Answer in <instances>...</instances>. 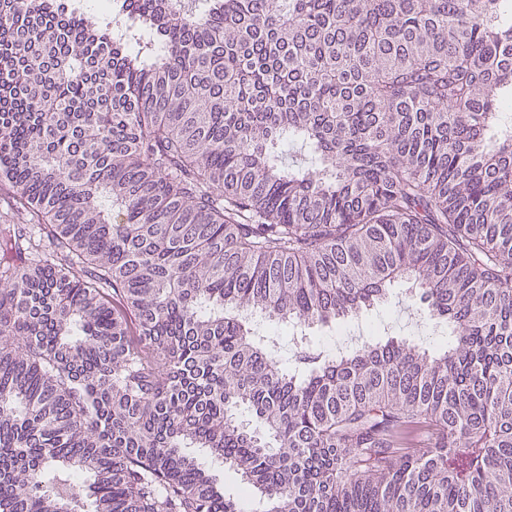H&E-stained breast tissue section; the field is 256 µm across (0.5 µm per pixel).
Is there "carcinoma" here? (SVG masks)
Returning a JSON list of instances; mask_svg holds the SVG:
<instances>
[{"label": "carcinoma", "mask_w": 512, "mask_h": 512, "mask_svg": "<svg viewBox=\"0 0 512 512\" xmlns=\"http://www.w3.org/2000/svg\"><path fill=\"white\" fill-rule=\"evenodd\" d=\"M123 2L0 0V512H512V0ZM424 305L420 301L419 288L413 280L403 279L390 287L389 304L380 305L363 313L358 319L343 323L342 330L335 332L334 327L318 326L308 330L312 349L323 354H333L336 345L343 340L350 329L357 324L367 326L363 341L373 336L412 337L423 347L433 348L440 340L448 339L449 329L444 323L427 320L422 312ZM195 455L202 458L204 461H207L208 465L211 466V469L215 471L216 474L219 475L221 481L223 482L224 495L230 499H238L241 497V487L242 483L240 481V477L236 475L232 470L224 467V464L213 462L211 463L210 459L206 457L205 453L202 450L194 449Z\"/></svg>", "instance_id": "obj_1"}]
</instances>
